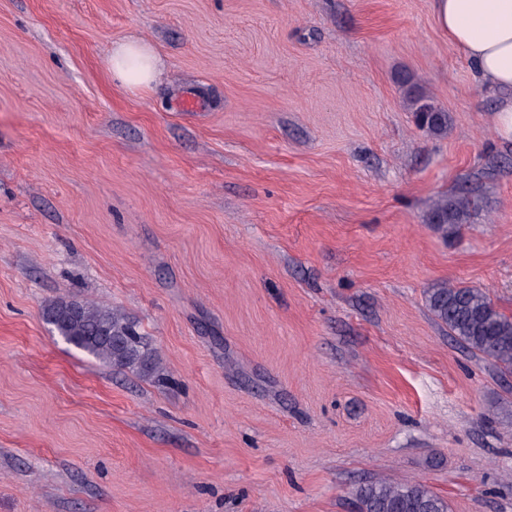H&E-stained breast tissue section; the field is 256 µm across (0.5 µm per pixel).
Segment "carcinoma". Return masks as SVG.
Masks as SVG:
<instances>
[{"mask_svg":"<svg viewBox=\"0 0 512 512\" xmlns=\"http://www.w3.org/2000/svg\"><path fill=\"white\" fill-rule=\"evenodd\" d=\"M400 83L419 126L431 135L447 132L448 113L432 103L409 76H400ZM474 207L467 196L441 198L432 209L430 223L443 237H452L468 222ZM424 299L433 316L448 327V334L492 360L501 372L512 373V317L499 312L482 289L442 283L428 289ZM43 313L66 344L95 361L146 380H164L151 338L116 310L65 300L48 305ZM352 496L355 512H448V502L419 482H364Z\"/></svg>","mask_w":512,"mask_h":512,"instance_id":"obj_1","label":"carcinoma"}]
</instances>
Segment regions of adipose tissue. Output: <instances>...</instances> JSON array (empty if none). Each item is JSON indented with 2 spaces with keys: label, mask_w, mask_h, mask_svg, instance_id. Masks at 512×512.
Listing matches in <instances>:
<instances>
[{
  "label": "adipose tissue",
  "mask_w": 512,
  "mask_h": 512,
  "mask_svg": "<svg viewBox=\"0 0 512 512\" xmlns=\"http://www.w3.org/2000/svg\"><path fill=\"white\" fill-rule=\"evenodd\" d=\"M434 11L453 48L496 95L495 129L512 140V0H434ZM105 63L113 80L131 91L149 88L163 68L152 43L135 36L113 43Z\"/></svg>",
  "instance_id": "ef3b65f1"
}]
</instances>
